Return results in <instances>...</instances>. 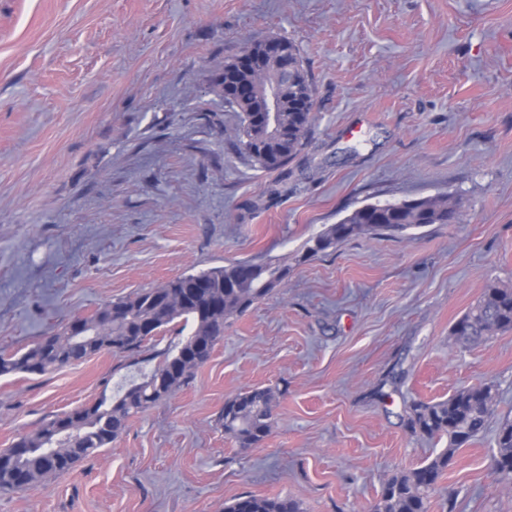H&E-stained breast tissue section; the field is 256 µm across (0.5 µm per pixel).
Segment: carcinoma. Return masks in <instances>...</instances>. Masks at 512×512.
<instances>
[{
    "instance_id": "obj_1",
    "label": "carcinoma",
    "mask_w": 512,
    "mask_h": 512,
    "mask_svg": "<svg viewBox=\"0 0 512 512\" xmlns=\"http://www.w3.org/2000/svg\"><path fill=\"white\" fill-rule=\"evenodd\" d=\"M286 64L288 70L300 74V97H295L292 87H281L278 132L272 134L261 117L264 91L274 77V66L247 56L224 61V107L238 117L237 124L227 130V138L263 171L287 166L306 147L310 136L314 87L298 47L288 53ZM456 209L458 202L447 194L366 204L319 234L299 259L355 237L446 224L448 213ZM289 273L286 261L240 260L182 274L157 286L141 288L81 318L93 338L79 352L71 345L69 321L20 356L0 354V376L45 375L107 346L116 353L135 352L161 334H180L185 326L192 325L191 333L169 348L163 361L141 381L131 383L111 399L103 396L57 415L1 449L0 492L33 487L110 447L126 432L132 418L188 384L194 371L224 339L226 322L284 285ZM511 329L512 288L491 286L455 322L452 333L461 345L471 346ZM496 398L495 385L481 383L456 390L446 401L413 404L412 431L428 440L446 437L448 448L429 463L389 478L372 512H429L430 493L452 465L457 451L485 432ZM271 403L269 388L246 391L228 400L220 416L224 433L241 448L262 443L271 432ZM494 448L498 480L512 489L511 420L500 423ZM224 512H300V507L288 497L243 495L224 505Z\"/></svg>"
}]
</instances>
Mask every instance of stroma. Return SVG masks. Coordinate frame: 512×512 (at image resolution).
Here are the masks:
<instances>
[{"mask_svg":"<svg viewBox=\"0 0 512 512\" xmlns=\"http://www.w3.org/2000/svg\"><path fill=\"white\" fill-rule=\"evenodd\" d=\"M280 36L315 87L306 148L262 172L224 135V61ZM438 194L459 216L358 237L294 266L224 328L190 383L0 512H222L252 494L366 512L446 441L410 406L494 383L430 512H512L493 472L512 419V330L452 326L512 286V0H0V353L138 289L230 261L294 258L369 203ZM105 350L0 376V448L115 394L163 359ZM272 388V429L240 448L224 404Z\"/></svg>","mask_w":512,"mask_h":512,"instance_id":"obj_1","label":"stroma"}]
</instances>
